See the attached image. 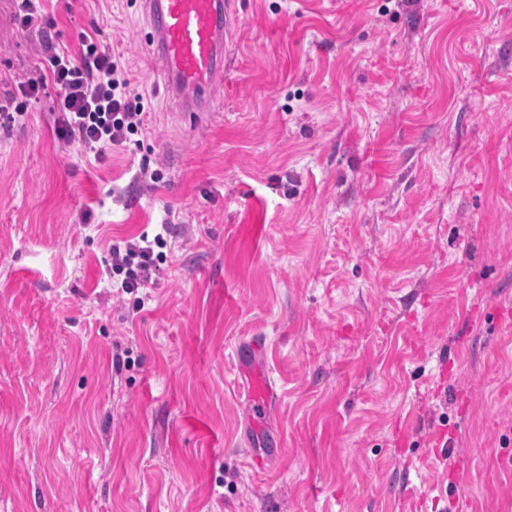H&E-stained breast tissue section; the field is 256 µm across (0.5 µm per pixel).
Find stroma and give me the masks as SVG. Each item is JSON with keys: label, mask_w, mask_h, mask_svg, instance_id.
Returning <instances> with one entry per match:
<instances>
[{"label": "stroma", "mask_w": 512, "mask_h": 512, "mask_svg": "<svg viewBox=\"0 0 512 512\" xmlns=\"http://www.w3.org/2000/svg\"><path fill=\"white\" fill-rule=\"evenodd\" d=\"M47 8L151 123L87 159L49 88L0 133V512H512V0H236L202 130L139 0ZM14 14L0 96L38 62ZM167 212L153 285L117 294L109 245ZM248 395L250 400L262 409L263 417L272 413V408L278 401L273 384L260 375L251 379Z\"/></svg>", "instance_id": "stroma-1"}]
</instances>
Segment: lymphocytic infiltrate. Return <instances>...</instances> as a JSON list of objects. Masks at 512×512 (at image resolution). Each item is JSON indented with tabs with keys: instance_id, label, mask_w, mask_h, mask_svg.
<instances>
[{
	"instance_id": "lymphocytic-infiltrate-1",
	"label": "lymphocytic infiltrate",
	"mask_w": 512,
	"mask_h": 512,
	"mask_svg": "<svg viewBox=\"0 0 512 512\" xmlns=\"http://www.w3.org/2000/svg\"><path fill=\"white\" fill-rule=\"evenodd\" d=\"M45 64L19 84V95L0 97V130L10 131L24 114V99L38 98L55 88L58 102L56 134L95 155L127 142L147 122L142 95L132 85L121 57L83 36L79 54L57 48L51 38L41 42ZM163 234L140 235L112 243L104 260L112 285L133 294L148 287L163 259Z\"/></svg>"
}]
</instances>
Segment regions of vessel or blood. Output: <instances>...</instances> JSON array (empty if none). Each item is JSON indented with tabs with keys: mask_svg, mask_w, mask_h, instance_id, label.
<instances>
[{
	"mask_svg": "<svg viewBox=\"0 0 512 512\" xmlns=\"http://www.w3.org/2000/svg\"><path fill=\"white\" fill-rule=\"evenodd\" d=\"M150 21L149 46L177 117L196 122L218 111L224 94V49L234 0H141ZM248 395L263 413L278 400L272 383L252 378Z\"/></svg>",
	"mask_w": 512,
	"mask_h": 512,
	"instance_id": "vessel-or-blood-1",
	"label": "vessel or blood"
}]
</instances>
